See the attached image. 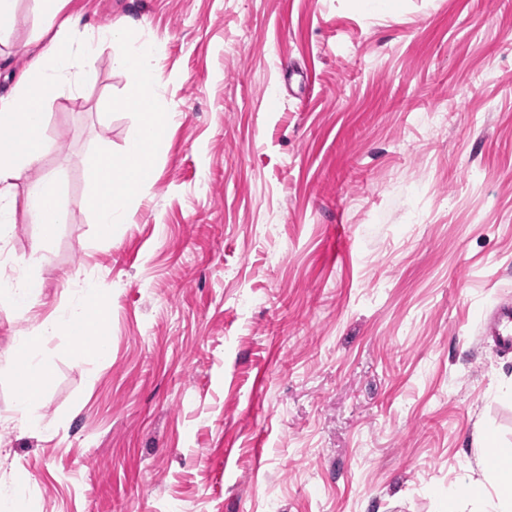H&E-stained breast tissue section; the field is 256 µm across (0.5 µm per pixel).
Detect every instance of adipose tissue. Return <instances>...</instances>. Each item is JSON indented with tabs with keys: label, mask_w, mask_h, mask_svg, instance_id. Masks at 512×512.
I'll return each mask as SVG.
<instances>
[{
	"label": "adipose tissue",
	"mask_w": 512,
	"mask_h": 512,
	"mask_svg": "<svg viewBox=\"0 0 512 512\" xmlns=\"http://www.w3.org/2000/svg\"><path fill=\"white\" fill-rule=\"evenodd\" d=\"M43 24L36 35L42 49L21 73L10 91L0 94V240L10 237L14 222L16 188L26 181V211L33 223H64L66 212L60 204V185L56 177L29 179L42 156L51 148L44 136V107L64 88L78 86L96 57L111 51L112 66L127 79V98L138 109V127L121 154L102 149L92 164V193L86 204L100 229L110 238L120 239L127 213L120 204L139 197L151 179L155 152L164 141L166 123L158 106L162 73L153 42L136 40L128 24L88 28L79 15L67 12L69 0H35ZM39 280L0 283V296L10 300L15 314L32 322L30 333L13 337L0 361L14 373L24 374V385L12 408L14 421L27 428H38L42 418L38 410L50 381V370L40 356L45 340L75 335L77 328L88 326L103 332L100 347L80 348L81 357L108 360L112 356V338L105 329L109 305L89 280L82 281L76 303L34 320L33 308L41 294ZM512 448L489 449L486 469L495 476L492 491L468 481H460L448 491L445 512H458L462 500L487 498L488 512H512Z\"/></svg>",
	"instance_id": "adipose-tissue-1"
}]
</instances>
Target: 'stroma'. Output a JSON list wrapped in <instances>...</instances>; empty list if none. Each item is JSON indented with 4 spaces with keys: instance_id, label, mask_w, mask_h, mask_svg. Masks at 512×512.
<instances>
[{
    "instance_id": "obj_1",
    "label": "stroma",
    "mask_w": 512,
    "mask_h": 512,
    "mask_svg": "<svg viewBox=\"0 0 512 512\" xmlns=\"http://www.w3.org/2000/svg\"><path fill=\"white\" fill-rule=\"evenodd\" d=\"M32 0L0 92L31 63ZM153 41L169 132L120 240L89 159L137 114L110 53L45 109L67 220L24 194L0 278L110 302L112 358L46 342L45 429L0 427L26 512H433L512 445V0H70ZM480 335L491 339L502 354H512V302H501L493 309L483 321Z\"/></svg>"
}]
</instances>
